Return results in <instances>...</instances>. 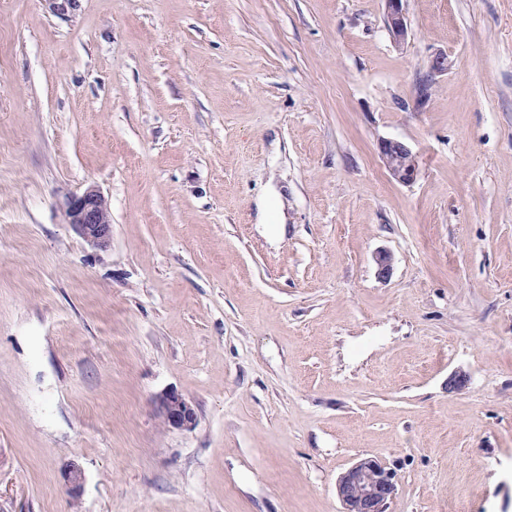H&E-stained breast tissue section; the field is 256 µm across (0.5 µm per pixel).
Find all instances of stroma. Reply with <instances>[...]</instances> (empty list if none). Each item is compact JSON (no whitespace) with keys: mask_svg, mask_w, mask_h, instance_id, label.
<instances>
[{"mask_svg":"<svg viewBox=\"0 0 512 512\" xmlns=\"http://www.w3.org/2000/svg\"><path fill=\"white\" fill-rule=\"evenodd\" d=\"M404 12L0 0V512H341L366 457L386 512H512V0ZM403 2L404 0H383L387 30L393 41L399 45L406 44L409 38ZM378 153L393 180L403 185L414 182L418 169L417 154L406 143L383 139L379 142ZM67 224L92 249L107 251L112 244V213L107 198L96 187L68 196L63 203ZM156 409L168 428L190 430L196 425V412L191 400L175 389L157 398ZM336 492L342 512H384L396 492L395 476L379 460L365 458L340 476Z\"/></svg>","mask_w":512,"mask_h":512,"instance_id":"stroma-1","label":"stroma"}]
</instances>
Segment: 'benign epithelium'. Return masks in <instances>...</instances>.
<instances>
[{
    "label": "benign epithelium",
    "mask_w": 512,
    "mask_h": 512,
    "mask_svg": "<svg viewBox=\"0 0 512 512\" xmlns=\"http://www.w3.org/2000/svg\"><path fill=\"white\" fill-rule=\"evenodd\" d=\"M404 0H383L385 24L393 41L406 44L409 38L404 14ZM379 157L396 182H414L417 154L404 142L383 139L378 145ZM66 221L73 231L92 249L107 251L112 244V213L107 198L96 187L67 197L63 203ZM156 409L168 428L190 430L196 425L195 408L185 395L175 389L162 393ZM343 512H384L396 492L395 476L379 460L365 458L349 467L336 485Z\"/></svg>",
    "instance_id": "1"
}]
</instances>
